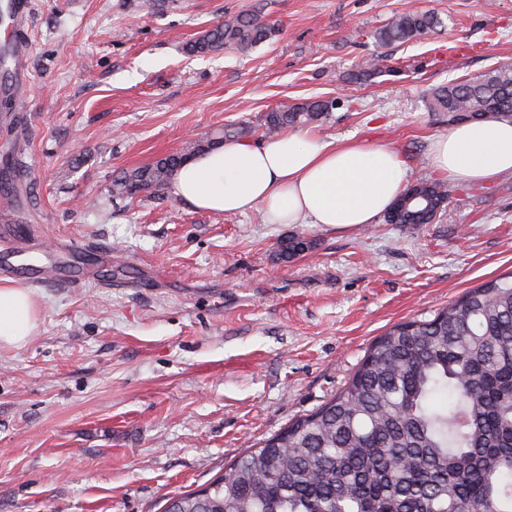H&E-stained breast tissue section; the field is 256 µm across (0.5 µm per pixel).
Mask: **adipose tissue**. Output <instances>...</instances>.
<instances>
[{
    "label": "adipose tissue",
    "mask_w": 512,
    "mask_h": 512,
    "mask_svg": "<svg viewBox=\"0 0 512 512\" xmlns=\"http://www.w3.org/2000/svg\"><path fill=\"white\" fill-rule=\"evenodd\" d=\"M430 165L440 178L469 187L512 174V118L464 122L432 141ZM408 161L396 149L334 145L309 133L261 143L228 141L185 163L174 195L224 214L261 209L270 224L345 228L373 223L402 194ZM37 308L27 289L0 285V346L32 336Z\"/></svg>",
    "instance_id": "1"
}]
</instances>
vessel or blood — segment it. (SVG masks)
Here are the masks:
<instances>
[{"label":"vessel or blood","mask_w":512,"mask_h":512,"mask_svg":"<svg viewBox=\"0 0 512 512\" xmlns=\"http://www.w3.org/2000/svg\"><path fill=\"white\" fill-rule=\"evenodd\" d=\"M8 12L11 25L5 34L9 48L10 70L14 76L8 89L16 97H23L29 82L30 53L22 36L31 10V0H5L0 5ZM30 241L18 237L14 230L0 229V275L36 287L74 288L87 285L91 276L82 260L94 253L103 261H111L112 251L71 238L58 241L43 259L33 260Z\"/></svg>","instance_id":"b4317fda"}]
</instances>
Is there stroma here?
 Here are the masks:
<instances>
[{
	"instance_id": "obj_1",
	"label": "stroma",
	"mask_w": 512,
	"mask_h": 512,
	"mask_svg": "<svg viewBox=\"0 0 512 512\" xmlns=\"http://www.w3.org/2000/svg\"><path fill=\"white\" fill-rule=\"evenodd\" d=\"M274 29L240 52L186 47L227 15ZM442 27L389 47V72L353 79L393 16ZM31 84L0 94V148L30 201L41 250L77 236L123 264L113 289L36 288L34 335L0 348V512H162L247 449L336 395L394 324L512 272V175L448 186L433 224L348 229L200 211L171 189L112 194L122 171L275 106L336 107L312 130L398 149L433 179L449 130L426 94L512 64V0H32ZM302 235L308 248L284 257Z\"/></svg>"
}]
</instances>
